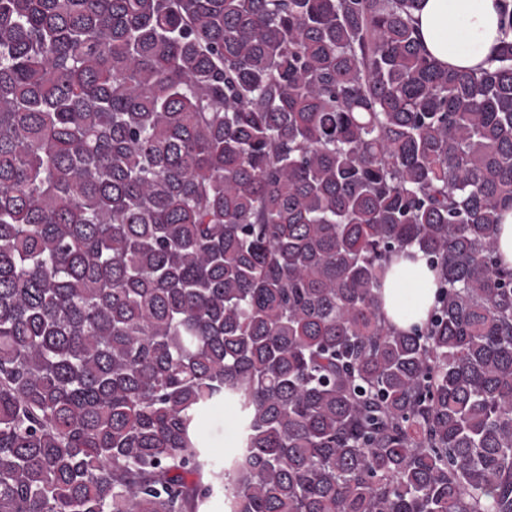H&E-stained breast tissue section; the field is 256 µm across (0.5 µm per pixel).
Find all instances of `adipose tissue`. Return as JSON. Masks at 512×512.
Returning a JSON list of instances; mask_svg holds the SVG:
<instances>
[{
    "label": "adipose tissue",
    "mask_w": 512,
    "mask_h": 512,
    "mask_svg": "<svg viewBox=\"0 0 512 512\" xmlns=\"http://www.w3.org/2000/svg\"><path fill=\"white\" fill-rule=\"evenodd\" d=\"M500 0H426L417 27L427 52L455 69L488 67L504 33ZM437 290V273L421 256L398 257L381 288V309L396 329L425 322Z\"/></svg>",
    "instance_id": "ef3b65f1"
}]
</instances>
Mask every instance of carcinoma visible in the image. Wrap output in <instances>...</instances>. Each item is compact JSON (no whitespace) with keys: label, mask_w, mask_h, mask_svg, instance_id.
Wrapping results in <instances>:
<instances>
[{"label":"carcinoma","mask_w":512,"mask_h":512,"mask_svg":"<svg viewBox=\"0 0 512 512\" xmlns=\"http://www.w3.org/2000/svg\"><path fill=\"white\" fill-rule=\"evenodd\" d=\"M422 2L0 0V512H512V40ZM501 0H426L416 14L427 52L450 68H487L504 33ZM498 248L502 263L512 267V209L502 214V223L498 230ZM409 251L416 252L415 249ZM416 254L395 258L382 283L381 309L397 330L425 322L437 290L436 271L429 268L421 253ZM204 434L211 453L223 460L224 449L235 448L239 435L234 409L224 404L213 408L206 418Z\"/></svg>","instance_id":"carcinoma-1"}]
</instances>
